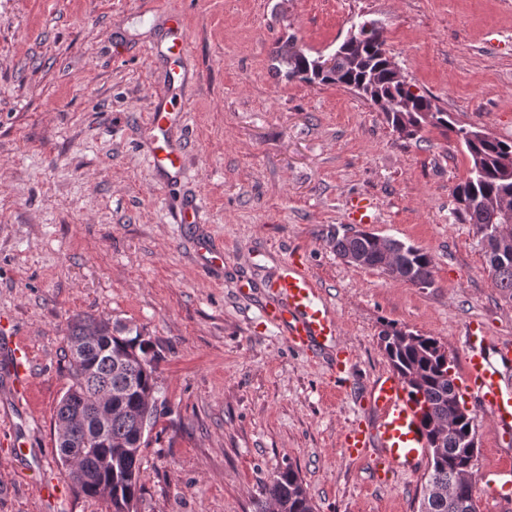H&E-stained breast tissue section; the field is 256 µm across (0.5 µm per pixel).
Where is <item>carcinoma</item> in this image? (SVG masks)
Listing matches in <instances>:
<instances>
[{
  "label": "carcinoma",
  "mask_w": 512,
  "mask_h": 512,
  "mask_svg": "<svg viewBox=\"0 0 512 512\" xmlns=\"http://www.w3.org/2000/svg\"><path fill=\"white\" fill-rule=\"evenodd\" d=\"M382 30L371 31L362 47L339 45L333 65L322 66L288 39L275 50L288 78L308 84L336 83L353 89L371 103L418 102V112H386L398 138L419 141L429 126L456 134L471 159L465 181L457 186L454 217L475 226L496 286L512 298V140L479 137V128L457 127L449 112L432 98L395 78L384 48ZM331 241L340 258L361 257L367 268L417 288L434 285V261L424 249L368 232H334ZM405 330L388 325L380 344L393 371L416 377L411 396L419 406L429 460L419 512H478V456L474 439L477 417L464 395L455 390L452 361L440 342L416 335L398 344ZM69 386L56 412V454L72 487L89 498H105L111 506L139 498L145 431L163 414L156 394L160 353L151 339L122 329L105 318L78 316L68 325L64 350ZM258 512H315L299 471L291 466L263 484Z\"/></svg>",
  "instance_id": "cac0c4a2"
}]
</instances>
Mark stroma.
<instances>
[{"label": "stroma", "mask_w": 512, "mask_h": 512, "mask_svg": "<svg viewBox=\"0 0 512 512\" xmlns=\"http://www.w3.org/2000/svg\"><path fill=\"white\" fill-rule=\"evenodd\" d=\"M190 35L172 67L152 63L166 15ZM379 21L414 91L456 124L512 139V0H0V322L32 353L27 397L0 385V512H110L67 485L54 420L69 380L75 315L151 337L162 359L159 418L142 449L137 512H257L262 482L297 467L316 512H417L424 478L379 481L343 432L373 421L366 397L390 364L393 323L436 338L464 372L470 325L486 350L512 343V300L496 287L453 191L471 168L455 133L404 141L385 115L337 84L277 71V42L329 55L353 23ZM183 108L176 179L146 154L156 90ZM373 203L368 232L429 252L435 284L415 288L339 258L330 230L351 197ZM195 205L200 223H175ZM224 264L201 259L204 237ZM302 256L322 285L347 355L290 346L266 283ZM479 424L478 471L512 457V428ZM63 486L41 497L40 476Z\"/></svg>", "instance_id": "obj_1"}]
</instances>
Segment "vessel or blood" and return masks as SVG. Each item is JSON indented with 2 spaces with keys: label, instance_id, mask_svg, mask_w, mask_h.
<instances>
[{
  "label": "vessel or blood",
  "instance_id": "vessel-or-blood-1",
  "mask_svg": "<svg viewBox=\"0 0 512 512\" xmlns=\"http://www.w3.org/2000/svg\"><path fill=\"white\" fill-rule=\"evenodd\" d=\"M168 44L165 49H150L156 64H168L187 46V32L178 15L168 17ZM151 128L164 132L162 142L154 143L148 153L150 166L164 174L182 171V154L167 134L180 123L179 113L168 107V96L159 91L148 115ZM278 307L273 317L286 332L287 342L294 347L328 346L338 334V325L320 296L317 281L309 273L303 259L287 261L270 282ZM463 384L489 415V429L496 432L512 425V397L505 396L497 372L486 357L482 337L469 334L466 339ZM0 354L10 361L12 390L20 396L30 390L32 357L28 346L11 339L0 345ZM372 405L378 413L375 428L352 427L343 439L346 455L353 459L372 457L375 471L382 473L413 470L426 457V440L419 426L418 409L411 401L406 385L396 374H389L371 388Z\"/></svg>",
  "mask_w": 512,
  "mask_h": 512
}]
</instances>
